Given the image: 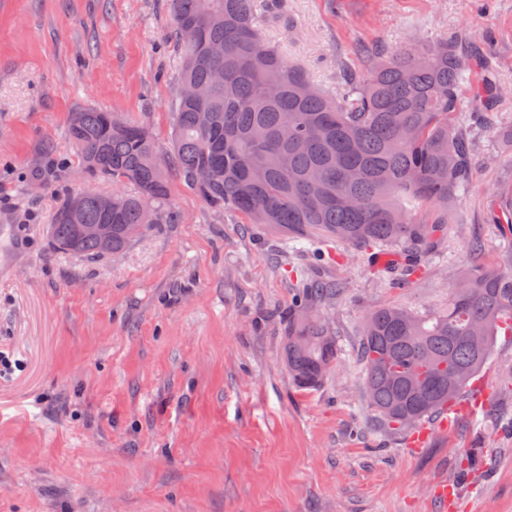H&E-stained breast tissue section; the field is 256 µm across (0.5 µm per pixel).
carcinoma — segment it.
Returning <instances> with one entry per match:
<instances>
[{"mask_svg": "<svg viewBox=\"0 0 512 512\" xmlns=\"http://www.w3.org/2000/svg\"><path fill=\"white\" fill-rule=\"evenodd\" d=\"M255 0H169L181 45L180 84L208 92L200 104L176 98L171 161L208 209H232L249 224L305 242L310 267L292 271V298L281 336L282 360L300 389L321 386L341 351L319 307L341 295L339 281L315 271L336 242L375 258L394 256L385 280L404 288L423 260L440 251L469 180L464 119L487 116L502 95L483 78L487 63L459 39L404 46L374 56L369 75L349 71L326 92L266 45ZM67 138L86 172L133 192L66 193L47 236L53 251L103 259L98 242L72 241L62 216L81 202L86 224H104L112 250L125 252L153 224H169L166 172L154 163L149 130L111 112L72 114ZM512 335V249L500 267L459 272L448 305L426 314L401 307L372 310L357 355L371 408L396 432L440 413L476 378L500 333Z\"/></svg>", "mask_w": 512, "mask_h": 512, "instance_id": "carcinoma-1", "label": "carcinoma"}]
</instances>
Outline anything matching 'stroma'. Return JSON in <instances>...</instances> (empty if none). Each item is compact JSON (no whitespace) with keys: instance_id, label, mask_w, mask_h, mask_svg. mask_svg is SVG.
I'll return each instance as SVG.
<instances>
[{"instance_id":"obj_1","label":"stroma","mask_w":512,"mask_h":512,"mask_svg":"<svg viewBox=\"0 0 512 512\" xmlns=\"http://www.w3.org/2000/svg\"><path fill=\"white\" fill-rule=\"evenodd\" d=\"M256 21L327 90L374 53L475 39L512 125V0H260ZM179 57L169 0H0V215L29 239L0 277V512H439L440 483L448 512H512V336L479 374L486 406L426 422L415 450L368 406L349 357L372 309L432 311L453 270L494 266L512 245L493 221L512 150L485 129L445 257L424 260L417 283L389 287L360 254L328 265L345 292L324 315L348 359L314 390L280 359L296 258L237 212L203 208L176 169L175 220L120 259L49 247L63 193L94 187L67 140L72 113L143 123L167 151ZM469 454L480 468L460 475Z\"/></svg>"}]
</instances>
